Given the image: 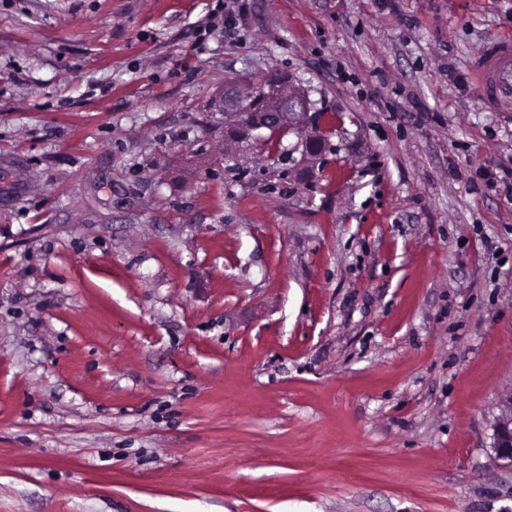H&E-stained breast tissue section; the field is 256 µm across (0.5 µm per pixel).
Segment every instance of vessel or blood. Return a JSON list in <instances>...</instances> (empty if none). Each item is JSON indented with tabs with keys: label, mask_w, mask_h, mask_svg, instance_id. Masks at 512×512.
<instances>
[{
	"label": "vessel or blood",
	"mask_w": 512,
	"mask_h": 512,
	"mask_svg": "<svg viewBox=\"0 0 512 512\" xmlns=\"http://www.w3.org/2000/svg\"><path fill=\"white\" fill-rule=\"evenodd\" d=\"M471 69L480 102L494 112H512V43L487 44Z\"/></svg>",
	"instance_id": "obj_1"
}]
</instances>
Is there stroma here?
Masks as SVG:
<instances>
[{
  "label": "stroma",
  "mask_w": 512,
  "mask_h": 512,
  "mask_svg": "<svg viewBox=\"0 0 512 512\" xmlns=\"http://www.w3.org/2000/svg\"><path fill=\"white\" fill-rule=\"evenodd\" d=\"M216 1L0 0V512H512V0ZM470 65L479 101L493 112H512V43L487 44ZM236 81V80H233ZM283 84L288 83L287 77L271 76L263 80L261 83H247L243 85L241 82L236 81L239 84L238 96L239 100L234 101V95L225 96L228 91V86L224 91V110L227 107H235L236 112H240L238 122L241 125H247L250 120V113L253 112V107L257 103L253 98H260L262 93L265 91L264 88L272 91L279 88ZM269 102L262 101V105L268 112H253L255 118L250 122L247 127H237L230 124L224 131V146L228 145V142H234L242 136H258L253 134L254 132H265L268 131L270 125L273 124V120L276 124L288 125L290 129L304 130L311 122L310 114V102L305 94L296 89L281 90L274 97H267ZM274 114L275 117L270 120L268 117ZM501 414L493 425L492 449L498 459L512 466V392L500 401Z\"/></svg>",
  "instance_id": "obj_1"
}]
</instances>
